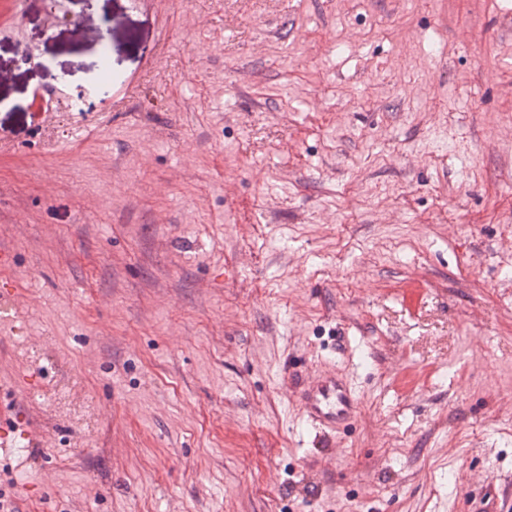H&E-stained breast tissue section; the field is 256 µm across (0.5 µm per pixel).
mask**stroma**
Here are the masks:
<instances>
[{
	"label": "stroma",
	"instance_id": "1",
	"mask_svg": "<svg viewBox=\"0 0 512 512\" xmlns=\"http://www.w3.org/2000/svg\"><path fill=\"white\" fill-rule=\"evenodd\" d=\"M103 35L109 100L72 110ZM328 374L333 434L293 398ZM486 481L512 512V0H0L16 512H472ZM300 403L312 426L335 431L353 418L357 409V399L350 383L336 376L321 387L302 390Z\"/></svg>",
	"mask_w": 512,
	"mask_h": 512
}]
</instances>
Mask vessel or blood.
Here are the masks:
<instances>
[{
  "label": "vessel or blood",
  "instance_id": "obj_1",
  "mask_svg": "<svg viewBox=\"0 0 512 512\" xmlns=\"http://www.w3.org/2000/svg\"><path fill=\"white\" fill-rule=\"evenodd\" d=\"M300 403L307 421L318 429H338L354 417L357 409L350 383L336 377L321 387L302 390Z\"/></svg>",
  "mask_w": 512,
  "mask_h": 512
}]
</instances>
